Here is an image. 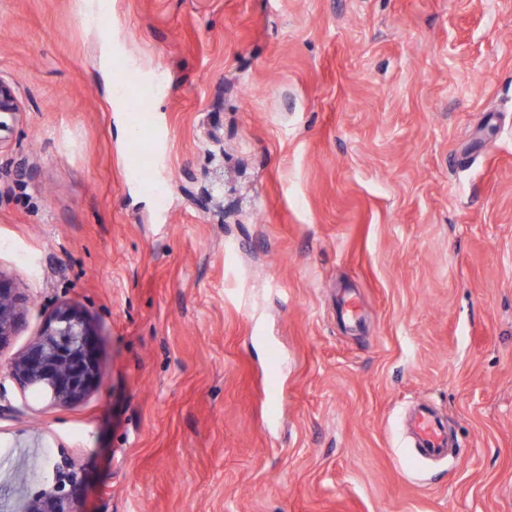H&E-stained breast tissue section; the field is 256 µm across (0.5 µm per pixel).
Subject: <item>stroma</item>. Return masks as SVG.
Instances as JSON below:
<instances>
[{"mask_svg":"<svg viewBox=\"0 0 512 512\" xmlns=\"http://www.w3.org/2000/svg\"><path fill=\"white\" fill-rule=\"evenodd\" d=\"M154 71L161 195L104 35ZM0 474L86 512H512V0H0ZM357 307V322L342 313ZM78 303L103 384L7 372ZM433 405L456 450L406 448ZM27 296L0 273V348L24 325Z\"/></svg>","mask_w":512,"mask_h":512,"instance_id":"stroma-1","label":"stroma"}]
</instances>
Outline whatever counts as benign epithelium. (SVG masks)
Segmentation results:
<instances>
[{
  "mask_svg": "<svg viewBox=\"0 0 512 512\" xmlns=\"http://www.w3.org/2000/svg\"><path fill=\"white\" fill-rule=\"evenodd\" d=\"M20 111L12 88L0 80V112ZM27 296L0 274V347L24 325ZM97 333L77 306L63 303L48 316L38 336L7 366L9 375L22 389H39L55 406L83 400L100 384L101 365ZM58 481L47 493L24 497L15 481H0V512H81L82 479L67 464L55 465Z\"/></svg>",
  "mask_w": 512,
  "mask_h": 512,
  "instance_id": "1",
  "label": "benign epithelium"
}]
</instances>
